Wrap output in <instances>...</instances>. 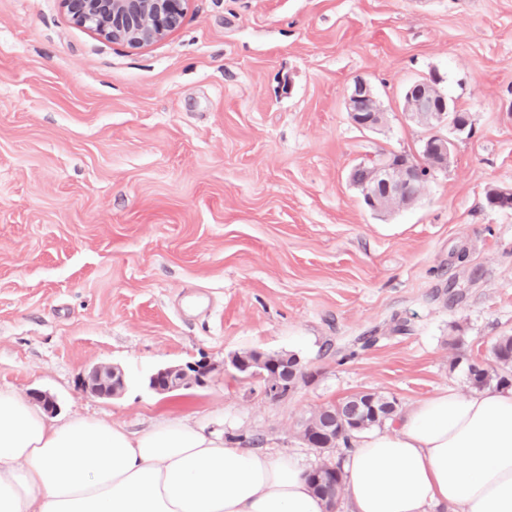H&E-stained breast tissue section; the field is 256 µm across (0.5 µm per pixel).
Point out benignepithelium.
<instances>
[{
	"instance_id": "1",
	"label": "benign epithelium",
	"mask_w": 512,
	"mask_h": 512,
	"mask_svg": "<svg viewBox=\"0 0 512 512\" xmlns=\"http://www.w3.org/2000/svg\"><path fill=\"white\" fill-rule=\"evenodd\" d=\"M74 21L107 40L113 38L115 16H127L136 22L128 30L124 43L139 47L164 37L174 29L184 13L186 0H66ZM416 84L422 93L408 86L402 95L401 112L404 116L428 130L421 150L427 161L422 167L400 154L384 164L368 170L365 179L357 184L366 206L375 212H386L397 207L413 205L417 198L411 191L422 181L448 166L453 141L445 134L450 131L460 135L468 124L453 117L456 106L451 104L439 88L434 77H424ZM359 93H351L346 99V110L351 120L360 128L375 130L385 122V112L367 85L358 83ZM259 361H269V372L264 376L266 394L279 398L295 380L299 366H288V360L268 359L266 354L255 352ZM213 367L205 360L185 365L166 367L153 376L152 389L160 394L170 393L192 385H202L210 377ZM124 386L123 373L116 366L98 365L91 369L86 388L97 396H115Z\"/></svg>"
}]
</instances>
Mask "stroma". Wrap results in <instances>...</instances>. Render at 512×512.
I'll return each mask as SVG.
<instances>
[{
    "label": "stroma",
    "mask_w": 512,
    "mask_h": 512,
    "mask_svg": "<svg viewBox=\"0 0 512 512\" xmlns=\"http://www.w3.org/2000/svg\"><path fill=\"white\" fill-rule=\"evenodd\" d=\"M433 73L471 130L413 206L373 212L350 174L418 153L401 99ZM361 80L373 131L345 107ZM491 188L512 190V0H188L136 48L64 0H0V388L342 462L302 440L312 412L471 393L468 363L512 335V210ZM251 350L296 355L307 382L268 398L230 365ZM201 359L206 384L150 388ZM97 365L123 371L117 396L83 389ZM356 85H358L356 91L359 90L362 94L352 92L346 99V110L358 127L375 130L385 122L386 113L377 97L364 82H358Z\"/></svg>",
    "instance_id": "1"
}]
</instances>
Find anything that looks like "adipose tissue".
<instances>
[{
  "instance_id": "adipose-tissue-1",
  "label": "adipose tissue",
  "mask_w": 512,
  "mask_h": 512,
  "mask_svg": "<svg viewBox=\"0 0 512 512\" xmlns=\"http://www.w3.org/2000/svg\"><path fill=\"white\" fill-rule=\"evenodd\" d=\"M350 512H512V389L417 402L347 451ZM293 457L242 448L203 425L141 433L48 418L0 388V512H325Z\"/></svg>"
}]
</instances>
